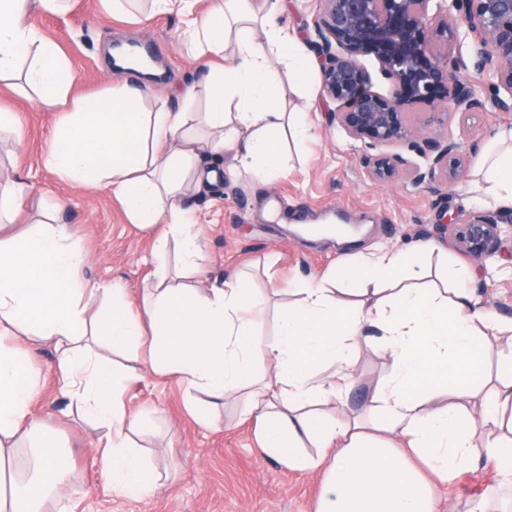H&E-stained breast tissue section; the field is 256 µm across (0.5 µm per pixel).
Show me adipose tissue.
<instances>
[{
  "label": "adipose tissue",
  "instance_id": "obj_1",
  "mask_svg": "<svg viewBox=\"0 0 512 512\" xmlns=\"http://www.w3.org/2000/svg\"><path fill=\"white\" fill-rule=\"evenodd\" d=\"M152 2L156 11L181 13L188 50L211 60L207 79L185 92L189 101H205L195 117L145 111L128 83L100 96L76 93L56 44L26 22L63 10L65 0H0V84L25 78L39 109L60 115L44 167L70 183L113 190L131 221L151 232L158 260L152 292L135 307L120 286L86 281V255L71 225L0 224V512H43L46 501L62 505L69 489L71 459L34 412L42 374L31 352L38 346L55 354L59 392L79 402L100 432L94 463L108 488L118 496L154 491L130 438L142 419L124 399L137 374L91 355L89 336L205 393L211 407L238 397L263 454L320 475L316 512H436L424 465L443 482L481 460L512 476V318L467 288L471 270L449 272L454 285L443 288L426 267H415L413 254L433 251L431 242L380 247L343 266V292L323 280L293 289L297 302L282 311L276 341L258 349L263 302L240 280L209 283L206 244L189 231L187 194L216 182L217 170L200 166L207 154L231 151L245 169L283 175L282 142L306 140L311 127L305 113L279 106L278 65L287 64L294 86L306 87L311 64L297 36L272 24L280 0H263L259 9L251 0H215L204 13L194 0ZM260 30L269 49L255 41ZM472 199L512 208V126L488 141ZM173 241L184 262L175 274L159 261ZM372 284L388 293L368 306ZM369 327L379 331L377 347L392 372L374 385L365 419L346 411L345 397ZM494 341L501 371L492 376L485 362ZM21 448L35 451L26 479L5 472Z\"/></svg>",
  "mask_w": 512,
  "mask_h": 512
}]
</instances>
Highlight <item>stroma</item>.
I'll use <instances>...</instances> for the list:
<instances>
[{"label": "stroma", "mask_w": 512, "mask_h": 512, "mask_svg": "<svg viewBox=\"0 0 512 512\" xmlns=\"http://www.w3.org/2000/svg\"><path fill=\"white\" fill-rule=\"evenodd\" d=\"M284 5L278 24L296 30L313 64H320L314 25L318 0H284ZM135 11L143 15L142 23H130L128 14L107 10L103 0H71L68 11L36 14L29 23L69 62L76 92L102 94L118 85L121 77L110 70L106 49L126 40L147 47L163 70L161 80L149 83L143 92L146 110L203 111V101L190 104L182 97L208 69L205 59L185 48L182 16L151 14L148 0H139ZM448 66L468 79L485 102L464 116L449 113L438 131L443 140L465 139L468 160L456 184L438 177L417 184L372 180L368 161L376 148L349 139L337 128L331 120L336 105L321 90H314L307 101L303 90L292 89L285 80L281 91L286 107L310 104L315 132L311 141L285 147L287 174L264 181L233 169L227 157L216 187L191 199L196 230L207 243L210 277L237 273L249 287L267 294L265 314L256 327L258 347L277 337L281 311L289 301L288 286L319 281L342 255L417 240L437 246L424 257L426 267L476 270L472 288L487 305L512 317V275L504 271L512 265V238L503 237L495 256L480 261L457 252L446 229L447 221L466 223L482 215V208L469 200L472 173L493 130L512 126V112L488 105L490 91L473 67L471 48L449 46ZM35 98L22 81L0 91V110L16 118L15 124L0 125V184L21 177L29 185L32 201L23 222H43L46 208L60 206L61 221L73 225L87 254L86 279L117 283L126 289L129 302H139L152 269L149 234L130 220L110 191L73 185L44 168L42 158L57 115L39 111ZM33 361L42 372L35 399L39 416L72 457L67 512H314L320 491L317 476L289 470L262 454L253 425L241 420L237 400L209 410L205 424L198 413L208 410L206 396L189 394L177 380L147 371L128 384L125 400L143 414V424L132 438L159 488L147 497L113 496L92 464L100 432L71 412L57 390L53 352L36 350ZM390 372L381 351L362 349L353 367L351 411L364 412L369 386ZM498 479L496 467L484 462L459 472L436 485L437 512L480 498Z\"/></svg>", "instance_id": "35a3bbf8"}]
</instances>
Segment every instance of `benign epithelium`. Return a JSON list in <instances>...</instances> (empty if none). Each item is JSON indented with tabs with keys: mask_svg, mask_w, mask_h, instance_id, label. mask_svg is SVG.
Masks as SVG:
<instances>
[{
	"mask_svg": "<svg viewBox=\"0 0 512 512\" xmlns=\"http://www.w3.org/2000/svg\"><path fill=\"white\" fill-rule=\"evenodd\" d=\"M314 23L321 38L323 94L338 103L333 121L345 135L383 152L370 160L378 182L402 174L393 149L417 142L443 124L450 112L479 106L471 85L448 69V44L473 40L475 68L486 75L491 105L512 110V0H320ZM371 56L391 81L389 94L372 90L360 59ZM430 111L423 112L421 108ZM411 180L422 169L440 172L452 184L464 171L463 141L434 138L420 151ZM448 237L464 255L491 257L512 221L446 224Z\"/></svg>",
	"mask_w": 512,
	"mask_h": 512,
	"instance_id": "obj_1",
	"label": "benign epithelium"
}]
</instances>
